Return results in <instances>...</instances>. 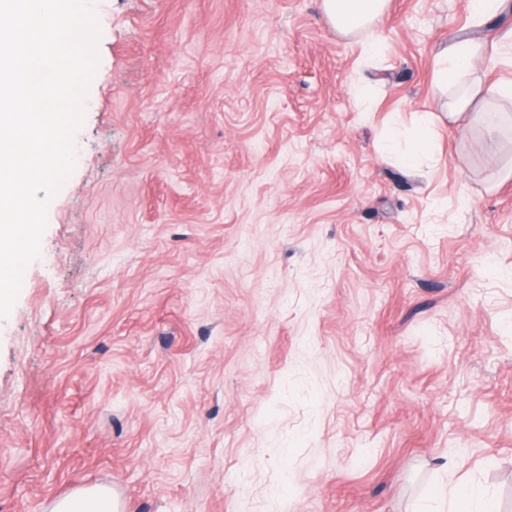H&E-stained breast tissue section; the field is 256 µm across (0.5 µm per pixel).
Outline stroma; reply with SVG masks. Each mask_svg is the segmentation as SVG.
I'll return each instance as SVG.
<instances>
[{
    "instance_id": "obj_1",
    "label": "stroma",
    "mask_w": 512,
    "mask_h": 512,
    "mask_svg": "<svg viewBox=\"0 0 512 512\" xmlns=\"http://www.w3.org/2000/svg\"><path fill=\"white\" fill-rule=\"evenodd\" d=\"M86 2L75 169L0 317V512H512V139L435 81L471 33L512 110V8ZM388 0H322L325 19L340 34L357 35L380 22L388 10ZM51 512H120L119 499L109 490L93 487L57 500ZM448 512H495L492 498L478 486L456 489L448 501Z\"/></svg>"
}]
</instances>
